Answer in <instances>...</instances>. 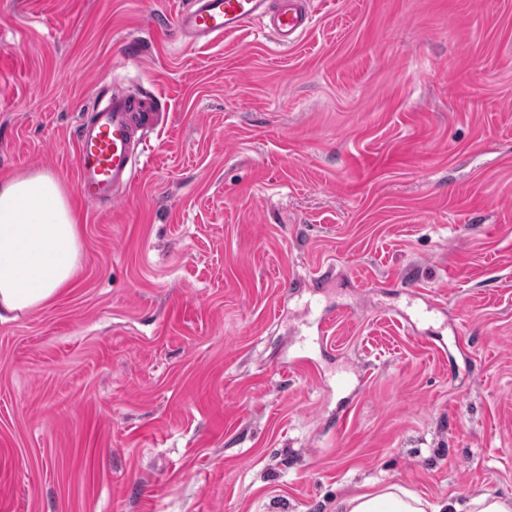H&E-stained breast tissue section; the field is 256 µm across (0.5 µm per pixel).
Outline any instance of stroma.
I'll return each mask as SVG.
<instances>
[{
    "label": "stroma",
    "mask_w": 512,
    "mask_h": 512,
    "mask_svg": "<svg viewBox=\"0 0 512 512\" xmlns=\"http://www.w3.org/2000/svg\"><path fill=\"white\" fill-rule=\"evenodd\" d=\"M187 2L0 0V183L56 176L82 244L0 320V512L512 497V0H310L285 47L171 40ZM115 83L161 119L91 205L72 131Z\"/></svg>",
    "instance_id": "35a3bbf8"
}]
</instances>
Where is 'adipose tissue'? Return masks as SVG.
Instances as JSON below:
<instances>
[{"mask_svg": "<svg viewBox=\"0 0 512 512\" xmlns=\"http://www.w3.org/2000/svg\"><path fill=\"white\" fill-rule=\"evenodd\" d=\"M80 252L78 219L54 176L0 184V314L56 298L74 282ZM336 512H512V498L486 493L442 505L391 485L338 499Z\"/></svg>", "mask_w": 512, "mask_h": 512, "instance_id": "adipose-tissue-1", "label": "adipose tissue"}]
</instances>
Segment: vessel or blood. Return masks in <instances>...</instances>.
I'll return each mask as SVG.
<instances>
[{"instance_id":"1","label":"vessel or blood","mask_w":512,"mask_h":512,"mask_svg":"<svg viewBox=\"0 0 512 512\" xmlns=\"http://www.w3.org/2000/svg\"><path fill=\"white\" fill-rule=\"evenodd\" d=\"M264 20L280 45L297 40L308 24L307 0H191L176 18L174 37L212 42ZM156 100L113 86L104 102L76 126L75 189L86 203L119 201L143 175L136 135L155 129Z\"/></svg>"}]
</instances>
